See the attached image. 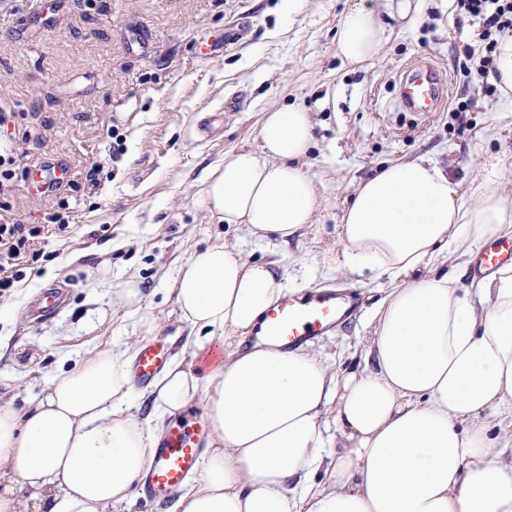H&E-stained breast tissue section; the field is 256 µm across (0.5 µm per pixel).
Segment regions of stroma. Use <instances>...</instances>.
Segmentation results:
<instances>
[{
	"instance_id": "stroma-1",
	"label": "stroma",
	"mask_w": 512,
	"mask_h": 512,
	"mask_svg": "<svg viewBox=\"0 0 512 512\" xmlns=\"http://www.w3.org/2000/svg\"><path fill=\"white\" fill-rule=\"evenodd\" d=\"M354 0H301L293 19L280 0H6L0 6V111L13 115L0 142H22L0 219L45 224L39 255L20 288L0 299V405L23 410L44 382L97 348L137 343L138 327L113 309L112 291L136 276L144 316L157 322L174 357L192 361L189 328L171 290L190 252L225 241L254 260H280L291 291L348 283L370 309L393 283L330 268L336 226L353 185L396 160L425 159L448 170L469 195L497 164L512 197V94L488 96L460 65L482 56L471 24L457 27L455 0H376L386 38L371 61L336 53V27ZM144 31L145 45L130 44ZM439 64L448 108L399 111L397 76L410 61ZM470 110L457 118L451 105ZM300 104L314 122L301 161L324 208L299 240L260 241L202 206L207 170L225 153L258 148L261 115ZM65 164L59 191H37L21 172ZM67 224L53 230L54 220ZM110 277H102V266ZM66 286L62 310L37 321L41 288ZM363 317L320 336L311 348L330 363L361 360Z\"/></svg>"
}]
</instances>
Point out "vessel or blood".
Instances as JSON below:
<instances>
[{
	"label": "vessel or blood",
	"mask_w": 512,
	"mask_h": 512,
	"mask_svg": "<svg viewBox=\"0 0 512 512\" xmlns=\"http://www.w3.org/2000/svg\"><path fill=\"white\" fill-rule=\"evenodd\" d=\"M448 99V82L440 66L421 59L412 63L399 77L398 106L407 112H438ZM28 180L39 191L56 188L66 182L68 171L61 165L45 163L28 170ZM512 262V241L502 240L482 249L477 270H491ZM63 286L42 288L32 311L37 317L51 318L64 301ZM360 310L354 287L319 288L304 294L283 295L263 315L255 340L292 350L312 339L336 331L355 318ZM171 350L164 338L145 342L131 368L135 384L146 385L165 368ZM208 436L206 421L197 415L175 421L155 449L147 475L141 485L145 496L154 501L170 497L190 476L202 467L204 445Z\"/></svg>",
	"instance_id": "vessel-or-blood-1"
}]
</instances>
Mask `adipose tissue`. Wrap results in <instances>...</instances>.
Returning <instances> with one entry per match:
<instances>
[{
    "label": "adipose tissue",
    "mask_w": 512,
    "mask_h": 512,
    "mask_svg": "<svg viewBox=\"0 0 512 512\" xmlns=\"http://www.w3.org/2000/svg\"><path fill=\"white\" fill-rule=\"evenodd\" d=\"M384 39L375 8L357 0L336 52L361 64ZM259 140L208 172L203 204L228 226L286 242L322 206L299 165L309 112L266 110ZM336 235L341 269L395 283L371 315L363 362L342 369L307 347H245L286 291L278 263L223 243L193 250L175 303L188 346L198 354L223 340V364L172 362L148 389L146 419L134 411L130 357L111 348L51 376L26 412L0 405V512L129 504L158 420L195 402L211 440L173 512H512V264L465 288L445 269L512 236V201L492 181L466 198L438 165L397 162L356 185Z\"/></svg>",
    "instance_id": "adipose-tissue-1"
}]
</instances>
